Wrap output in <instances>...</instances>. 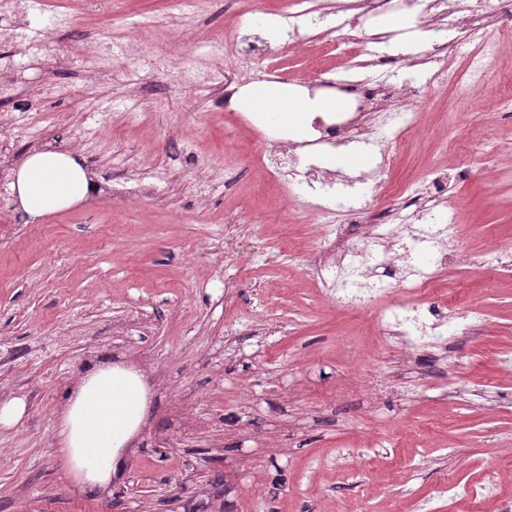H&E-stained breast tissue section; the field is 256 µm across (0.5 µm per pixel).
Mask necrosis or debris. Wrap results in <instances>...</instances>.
I'll use <instances>...</instances> for the list:
<instances>
[{"mask_svg":"<svg viewBox=\"0 0 512 512\" xmlns=\"http://www.w3.org/2000/svg\"><path fill=\"white\" fill-rule=\"evenodd\" d=\"M402 0H342V15L336 25L311 28L309 37L324 38L342 48L353 45L362 48L357 70L378 63L371 47L383 43L379 34L366 31L368 15L378 8H398ZM419 17L424 27L434 33L433 48L419 58L413 78L392 84H371L342 79L334 83L336 93L351 100L355 109L322 116L313 121L311 139L298 142L300 150L318 145H335L351 137L361 139L370 131L361 122L363 112L381 110L382 124L393 121L392 113L383 111L385 98L399 93L409 101L402 123L393 137L382 140L381 156L384 167L397 160L400 145L422 121L413 109L426 89L435 85L452 86L463 100L495 91L502 81L494 69L501 39L512 36L503 29L492 33V17L486 10V0H417ZM456 37H449V30ZM461 56L463 64L450 68L448 60ZM448 180L438 175L426 179L423 189L403 187L404 198L415 201L411 212L393 208L370 222L354 221L351 229L320 222L310 248L301 255L289 254L285 270L303 268L309 277L321 285L322 293L337 308L370 311L382 338L373 359L375 368L345 374L336 395L340 398L375 397L382 393L383 384L378 364L393 363L414 370L416 380L406 381L403 391L414 396L418 384L427 375L421 365V354L427 349H450L461 338H478L486 315L479 304H472L460 314L452 315L444 300L437 296V286L448 275L449 263L473 269L490 268L503 277H512V243L497 245L472 253L462 248L458 236L457 212H449L447 223L435 220L431 200L444 196Z\"/></svg>","mask_w":512,"mask_h":512,"instance_id":"4bbe7bcc","label":"necrosis or debris"}]
</instances>
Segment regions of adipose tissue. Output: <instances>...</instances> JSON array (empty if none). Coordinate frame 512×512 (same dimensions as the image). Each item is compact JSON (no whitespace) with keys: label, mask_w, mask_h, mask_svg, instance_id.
Wrapping results in <instances>:
<instances>
[{"label":"adipose tissue","mask_w":512,"mask_h":512,"mask_svg":"<svg viewBox=\"0 0 512 512\" xmlns=\"http://www.w3.org/2000/svg\"><path fill=\"white\" fill-rule=\"evenodd\" d=\"M241 112L303 139L311 118L345 110L333 94L309 95L277 80L243 87L232 102ZM9 191L31 218L61 212L86 201L100 186L73 153L46 148L29 153L10 174ZM150 386L137 370L96 359L65 392L55 426L54 453L61 472L79 493L98 496L119 476L123 459L144 426Z\"/></svg>","instance_id":"adipose-tissue-1"}]
</instances>
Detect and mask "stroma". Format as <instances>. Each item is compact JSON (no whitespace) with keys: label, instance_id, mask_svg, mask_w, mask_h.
I'll list each match as a JSON object with an SVG mask.
<instances>
[{"label":"stroma","instance_id":"obj_1","mask_svg":"<svg viewBox=\"0 0 512 512\" xmlns=\"http://www.w3.org/2000/svg\"><path fill=\"white\" fill-rule=\"evenodd\" d=\"M291 0H200L182 14L176 0H18L0 21V170L50 145L84 158L101 193L60 213L30 219L0 177V398L21 397L24 420L0 429V512H309L344 501L347 512H472L463 487L492 465L512 467L497 444L512 434V375L498 353L512 347V279L474 269L450 271L440 288L450 307L475 300L488 314L477 343H461L470 364L458 375L455 409L429 398L387 396L369 406L333 402L345 372L338 344L374 346L368 314L329 306L303 272L282 281L275 255L309 243L311 208L337 194L374 211L398 203L400 185L432 167L467 162L453 185L462 211L461 244L485 249L512 238V153L494 161L490 180L478 159L486 132L512 136L485 101L459 113L453 90L426 92L424 130L408 136L394 167H374L359 184L336 172L334 187L297 192L295 211L276 214L294 145L266 157L271 175L251 165L257 133L225 114L217 96L183 82V72L223 71L234 54L252 57L281 81L311 86L339 78L348 57L321 42L272 44L244 33V21L281 16ZM69 25L49 30L52 17ZM175 18L129 37L124 17ZM235 44L225 46L224 29ZM186 51H165L173 30ZM42 40L37 60L19 52ZM140 57L130 73L119 48ZM65 89L50 100L46 83ZM236 171L232 188L224 171ZM233 285L236 306L224 302ZM265 296L268 324L250 329ZM108 353L141 368L151 409L111 495L78 494L53 453L59 399L86 364ZM488 381L500 393L470 402ZM379 437V452L359 451ZM340 448L353 449L336 461ZM448 483L442 498L432 490Z\"/></svg>","mask_w":512,"mask_h":512}]
</instances>
